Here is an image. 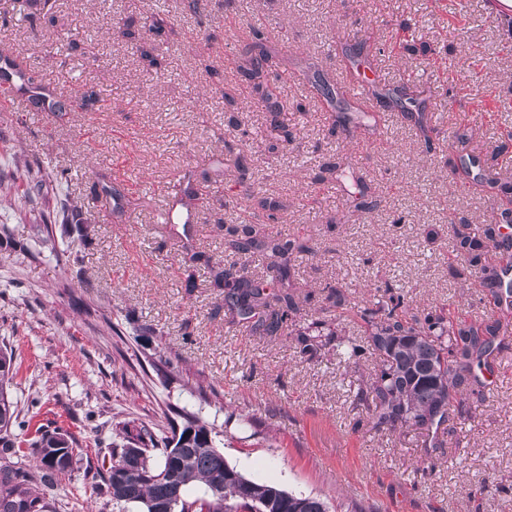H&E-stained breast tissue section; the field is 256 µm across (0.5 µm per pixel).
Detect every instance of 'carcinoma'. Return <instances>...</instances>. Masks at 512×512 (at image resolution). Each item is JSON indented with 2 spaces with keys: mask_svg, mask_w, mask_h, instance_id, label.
Wrapping results in <instances>:
<instances>
[{
  "mask_svg": "<svg viewBox=\"0 0 512 512\" xmlns=\"http://www.w3.org/2000/svg\"><path fill=\"white\" fill-rule=\"evenodd\" d=\"M246 76L262 72L269 55L262 34L246 48ZM491 240L489 231L464 236L459 246L478 263L480 252ZM244 253L266 261V277L224 270L221 260L206 263L215 271V286L224 290V307L261 336L280 335L284 324L299 312L290 292L289 256L294 244L285 238L247 237L235 244ZM281 291L267 293V279ZM325 315L297 334L302 352L314 354L324 335L336 338L337 366L346 368L364 354L376 355L385 365L381 374L359 380L354 399L366 409L369 430L393 434L406 426L440 430L450 416L463 414L456 395L473 376L474 367L488 364L499 349L500 330L494 323L483 328L453 322L428 312L408 314L404 298L357 307L369 326L365 344L336 336L331 329V309L345 303L342 291L327 297ZM14 379V355L0 348V512H59L67 503L54 497L60 475L71 469L74 448L61 432L44 433L30 443L36 467L26 463L25 451L16 447L15 436L28 423L27 413L10 397ZM195 430L194 441L181 445L183 436L173 427L174 417ZM172 425V436L158 438L162 423ZM124 444L112 448V464L106 470L105 499L99 512H124L126 505L140 503L144 512H330L319 497L297 495L281 488L246 479L224 461L209 441L210 430L194 413L167 407L162 417L149 422L132 419L118 423Z\"/></svg>",
  "mask_w": 512,
  "mask_h": 512,
  "instance_id": "obj_1",
  "label": "carcinoma"
}]
</instances>
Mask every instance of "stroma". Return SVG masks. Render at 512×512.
Returning <instances> with one entry per match:
<instances>
[{
    "instance_id": "stroma-1",
    "label": "stroma",
    "mask_w": 512,
    "mask_h": 512,
    "mask_svg": "<svg viewBox=\"0 0 512 512\" xmlns=\"http://www.w3.org/2000/svg\"><path fill=\"white\" fill-rule=\"evenodd\" d=\"M182 3L0 0V87L34 101L0 111V178L29 160L50 223L67 227L43 243L20 214L26 184L0 197V348L14 354V400L43 393L33 426L73 440L57 489L68 512L96 507L113 424L164 403L198 413L248 479L333 512H512V333L479 373L495 392L479 402L460 392L469 414L439 445L417 427L392 437L357 427L366 411L351 388L381 372L379 358L344 368L335 343L310 356L295 342L336 287L349 304L333 327L359 341L357 306L391 293L413 310L512 324V306L481 280L512 265V251L484 249L476 267L453 254L457 233L499 228L508 204L491 183L512 182V15L493 0H199L196 14ZM155 16L169 21L165 35L149 32ZM256 32L288 98L284 143L240 73ZM311 56L340 87H413L427 131L384 107L379 140L332 134L335 111L294 72ZM75 89L96 104L73 109ZM210 164L195 223H166V184ZM340 170L364 178L373 210L324 194ZM244 224L307 247L293 260L302 310L278 336L232 320L205 266L186 263L193 250L262 273L260 258L228 245V228ZM174 352L204 371L207 401L154 369Z\"/></svg>"
}]
</instances>
